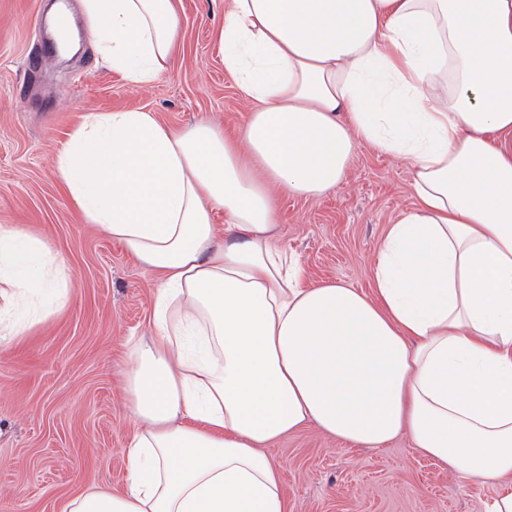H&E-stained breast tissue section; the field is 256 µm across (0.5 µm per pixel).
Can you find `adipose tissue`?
I'll return each instance as SVG.
<instances>
[{"mask_svg": "<svg viewBox=\"0 0 512 512\" xmlns=\"http://www.w3.org/2000/svg\"><path fill=\"white\" fill-rule=\"evenodd\" d=\"M81 6L113 71L168 69L176 0ZM220 43L255 104L238 132L91 112L56 157L88 223L160 275L154 333L128 340L129 484L64 512H287L266 448L308 425L408 435L512 512V0H224ZM364 143L410 161L415 206L372 294L305 284L275 197L322 196ZM0 283L35 297L63 265L0 226Z\"/></svg>", "mask_w": 512, "mask_h": 512, "instance_id": "obj_1", "label": "adipose tissue"}]
</instances>
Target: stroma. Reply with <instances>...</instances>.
Wrapping results in <instances>:
<instances>
[{"mask_svg":"<svg viewBox=\"0 0 512 512\" xmlns=\"http://www.w3.org/2000/svg\"><path fill=\"white\" fill-rule=\"evenodd\" d=\"M54 0H0V225L41 239L64 262L66 287L23 300L0 296L24 335L0 342V512H61L81 490H125L137 430L122 389L129 337L152 333L156 273L87 223L58 178L62 145L89 112L140 110L183 129L244 126L252 103L224 68V0H178L174 63L134 85L102 64L79 0L74 57L43 50ZM42 55L38 71L29 56ZM407 160L358 151L345 179L317 200L275 198L280 247L307 282L371 293L388 224L414 202ZM44 317L32 322V311ZM288 512H486L499 492L422 457L408 437L359 448L308 426L272 443Z\"/></svg>","mask_w":512,"mask_h":512,"instance_id":"35a3bbf8","label":"stroma"}]
</instances>
